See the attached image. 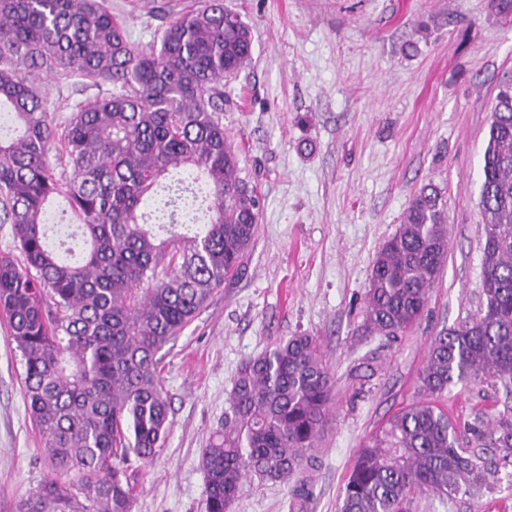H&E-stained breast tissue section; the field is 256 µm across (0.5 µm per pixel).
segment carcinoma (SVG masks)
I'll use <instances>...</instances> for the list:
<instances>
[{"label": "carcinoma", "mask_w": 512, "mask_h": 512, "mask_svg": "<svg viewBox=\"0 0 512 512\" xmlns=\"http://www.w3.org/2000/svg\"><path fill=\"white\" fill-rule=\"evenodd\" d=\"M150 13L165 24L143 49L106 0H0V110L18 131L0 137V222L13 225L15 249L0 253V317L52 471L19 512H132L131 460L151 461L170 428L158 354L239 269L258 228L261 197L239 176L223 123L224 80L251 60L252 27L224 0L173 17L154 0ZM40 75L110 89L59 130ZM53 145L69 167L60 176L47 161ZM183 170L206 178L205 195ZM161 191L163 206L145 211ZM57 198L80 221L86 249L75 262L47 243ZM180 203L197 215L179 226ZM480 206L485 303L431 339L419 399L364 441L337 512H405L422 493L480 495L512 466L511 86L492 108ZM446 224L441 192L424 186L373 259L366 335L394 338L420 320L447 257ZM467 380L505 395L495 423L471 427L472 448L438 402ZM334 384L308 334L245 359L230 415L200 457L206 512H231L252 477L293 484L291 512H304Z\"/></svg>", "instance_id": "cac0c4a2"}]
</instances>
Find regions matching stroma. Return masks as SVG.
<instances>
[{"mask_svg": "<svg viewBox=\"0 0 512 512\" xmlns=\"http://www.w3.org/2000/svg\"><path fill=\"white\" fill-rule=\"evenodd\" d=\"M108 2L135 46L156 41L162 21L145 0ZM488 3L224 0L254 29L251 61L224 82V128L264 207L240 273L164 350L170 430L137 466L132 512H205L199 457L240 363L299 333L318 337L335 377L307 512H336L362 442L414 399L432 337L477 313L490 109L512 84V22ZM97 93L78 78L50 81L52 120L65 124ZM429 183L446 201L448 253L428 311L397 338L364 336L373 258ZM22 378L0 319V512H16L48 473ZM497 398L484 384L449 388L441 405L461 442ZM290 501L289 485L254 478L233 512H290ZM409 512H512V477L500 473L480 497L417 495Z\"/></svg>", "mask_w": 512, "mask_h": 512, "instance_id": "obj_1", "label": "stroma"}]
</instances>
